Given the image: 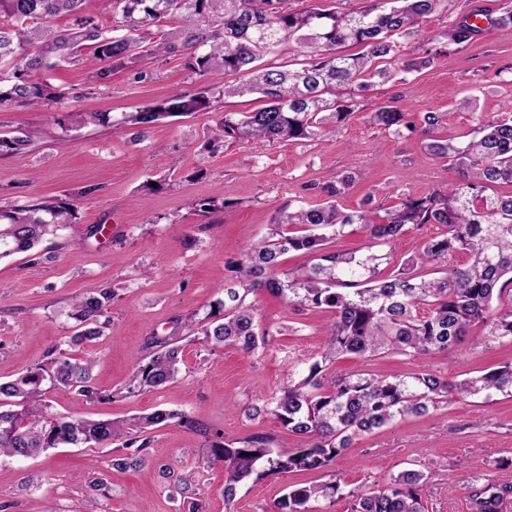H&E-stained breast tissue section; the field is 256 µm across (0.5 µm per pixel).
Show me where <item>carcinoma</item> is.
<instances>
[{
	"label": "carcinoma",
	"instance_id": "obj_1",
	"mask_svg": "<svg viewBox=\"0 0 512 512\" xmlns=\"http://www.w3.org/2000/svg\"><path fill=\"white\" fill-rule=\"evenodd\" d=\"M85 0H0V108L42 107L57 102L49 86L33 77L44 69L81 60L89 46L101 50L97 77L113 69L163 54L188 56L187 68L198 76L219 79L247 71L238 84L210 85L196 92L175 94L130 113L125 122L141 128L175 116L211 108L213 90L227 96L259 94L267 99L252 112H226L213 130L223 143L250 138L268 142L311 140L336 133L355 112L356 97L376 81H394L417 71L444 51L412 57L403 50L419 23L443 0H369L343 13L321 4L295 10L288 0H113L118 16L112 30L85 14ZM495 17L476 8L448 26L449 46L470 43L490 25L512 29V0H502ZM73 25H52L59 16ZM11 21L4 26L3 20ZM178 24L177 33L164 29ZM294 38L308 50L301 67L286 69L262 60L282 42ZM357 51L347 52L345 48ZM440 120L423 116L424 152L451 161L461 183L448 192L432 191L406 199L380 216L366 201L356 210L339 208L351 184L348 174L335 175L321 192L328 200L308 208L277 211L264 237L249 243L231 265L233 277L224 286L218 310L224 315L199 328L203 344L214 351L227 345L251 355L265 347L269 332L261 328L250 294L265 291L295 307L332 312L336 320L320 351L310 357L302 376L261 404L244 408L255 420L273 415L289 432L306 439L302 448L273 450L274 439L262 433L229 438L212 433L191 416L155 409L126 420L57 418L46 393L71 389L87 402L102 399L93 386L94 359L67 352L54 354L49 366L0 382V458L29 457L50 448L111 444L122 441L136 453L112 457V469L141 467L149 455V434L176 423L203 435L210 459L224 466V503L233 502L240 484L273 473L314 471L330 474L317 484L288 488L273 512H324L322 503L348 502V512H425L423 499L430 477L407 469L377 488H347L330 472L335 459L354 441L398 419L423 415L448 403L501 393L512 396V364L483 370L452 382L431 371L424 360L459 345L470 329L486 330L487 340L512 344V194L488 195L493 185L512 187V111L474 128L473 138L459 142L429 136ZM108 122L100 112H67L58 120L69 131L89 123ZM370 122L396 135L415 123L396 106L385 103ZM35 131L0 137V153L25 158ZM73 204L57 198L37 199L20 206L0 205V259L15 253L38 256L37 246L62 224L70 223ZM439 224L445 232L427 240L421 251L403 260L392 273L380 269L385 254L373 248L389 246L409 227ZM360 230L372 252L356 257L330 248L331 240ZM301 252L311 264L299 272L281 267V256ZM463 254L461 264L448 256ZM447 264L431 278L427 268ZM112 291L100 289L75 303V318L83 324L73 344L103 335L101 318ZM150 352L135 361L133 388L163 389L180 371L184 346L173 336H151ZM394 353L417 362L406 373L379 376L363 369L372 358ZM356 360L352 369L330 374L337 360ZM186 512H205L202 500L169 465L162 470ZM503 492L488 482L473 495L472 512H501Z\"/></svg>",
	"mask_w": 512,
	"mask_h": 512
}]
</instances>
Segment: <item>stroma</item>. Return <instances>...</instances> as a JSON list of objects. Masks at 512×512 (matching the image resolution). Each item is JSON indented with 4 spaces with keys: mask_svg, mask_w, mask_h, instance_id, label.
I'll list each match as a JSON object with an SVG mask.
<instances>
[{
    "mask_svg": "<svg viewBox=\"0 0 512 512\" xmlns=\"http://www.w3.org/2000/svg\"><path fill=\"white\" fill-rule=\"evenodd\" d=\"M499 0H444L420 23L407 51L422 55L441 46L457 18L475 8L497 9ZM95 59L54 67L39 80L59 93L50 110L0 109V135L39 130L25 161L0 155V205H26L43 197L74 203L71 224L39 246V260L20 253L0 260V380L46 364L52 350L82 358L94 353L92 381L101 400L85 403L69 391L48 400L54 414L93 420L123 419L166 407L239 438L261 432L275 445L301 447L271 415L246 418L244 407L287 384L319 349L334 316L283 303L266 292L249 295L267 328V345L247 355L227 346L210 352L195 333L198 323L224 298L229 264L247 243L267 232L285 205L321 202L331 174L351 173L340 200L359 208L371 200L379 211L433 189L461 181L448 161L426 155L422 132L394 134L371 124L386 102L420 121L438 113V136H464L478 122L496 119L512 105V31L486 27L467 45L454 47L408 75L406 81L374 86L357 99L356 111L336 134L314 140H243L214 147L210 134L224 113L258 107L254 97L214 96L209 111L158 121L145 137L124 117L139 107L207 86L181 55L141 60L96 78ZM467 98L470 109L457 108ZM105 112L109 125L89 124L65 132L58 114ZM218 204L202 213L199 204ZM109 288L114 297L96 341L74 346L80 324L74 298ZM169 334L184 345L181 373L156 391L130 392L135 357L149 336ZM512 363V345L485 344L473 330L454 350L430 357L431 370L451 380ZM148 472L113 470V446L58 448L27 459H0V512H179L160 466L176 463L207 512H271L289 485L322 482V473H279L250 480L225 504L224 469L208 460L201 436L172 424L155 431ZM407 468L424 471L430 490L425 512H470L473 486L492 481L505 488L512 512V397L497 394L483 406L449 401L421 417L356 441L333 469L350 486L375 487ZM105 477L107 495L95 494Z\"/></svg>",
    "mask_w": 512,
    "mask_h": 512,
    "instance_id": "1",
    "label": "stroma"
}]
</instances>
